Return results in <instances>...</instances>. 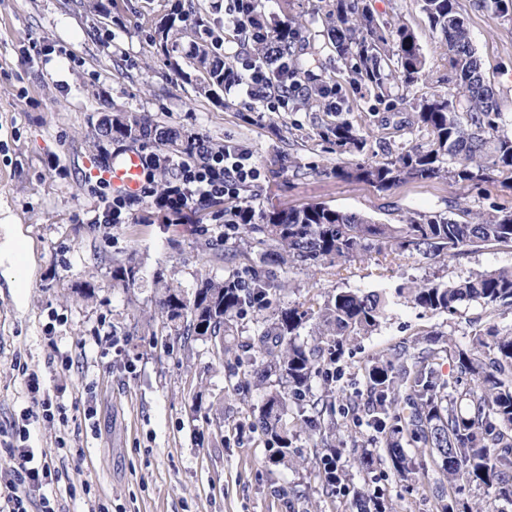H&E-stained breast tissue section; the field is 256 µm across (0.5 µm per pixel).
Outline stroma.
Instances as JSON below:
<instances>
[{"label":"stroma","instance_id":"35a3bbf8","mask_svg":"<svg viewBox=\"0 0 512 512\" xmlns=\"http://www.w3.org/2000/svg\"><path fill=\"white\" fill-rule=\"evenodd\" d=\"M178 0H118L104 15L79 0H0V225L26 239L27 285L16 288L0 264V471L7 447L29 425V445L57 473L47 495L56 512H357V497L380 492L389 512H431L440 475L403 480L385 458L374 432L343 422L339 462L352 457L351 439L366 443L375 463L322 492L324 449L300 434L292 463L274 462L253 426L263 393L229 386L224 362L210 343L185 341L154 320L151 280L137 288L112 287V262L136 254L147 271L192 291L199 274L224 276V249L239 244L223 207L164 223L137 204L126 224H93L91 212L111 196L108 182L87 175L88 163L110 167L117 146L100 154L89 137L91 119L112 111L151 116L206 144L233 140L247 147L263 170L244 198L255 210L323 203L395 223L414 212L447 210L466 198L477 210L512 203V191L484 194L447 180L406 181L387 191L336 178L337 157L319 137L342 116H362L367 150L412 145L395 130L406 115L396 100L379 101L354 85L322 35L326 0H256L265 27L286 17L305 25L303 35L328 76L325 96L313 107L271 111L238 92L218 104L200 95L191 78L196 38L178 36L169 51L149 41V26ZM204 29L249 56L224 26L225 0H179ZM379 18L405 22L415 33L430 70L417 93L448 88L441 36L417 0H370ZM476 52L498 107L512 123V22L459 0ZM512 266V250L481 249L430 262L402 254L392 262L371 256L341 272L294 267L281 302H323L337 288H392L407 278L453 283L470 272ZM95 295L83 299L81 289ZM495 322L512 329V311L488 318L478 303L453 315L407 303L391 305L380 328L350 338L335 364L339 385L366 402L363 368L392 349L413 346L418 333L435 331L467 343L475 329ZM36 374L38 393L28 391ZM52 403V420L27 422L34 398Z\"/></svg>","mask_w":512,"mask_h":512}]
</instances>
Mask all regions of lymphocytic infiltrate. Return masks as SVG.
I'll return each instance as SVG.
<instances>
[{"instance_id":"obj_1","label":"lymphocytic infiltrate","mask_w":512,"mask_h":512,"mask_svg":"<svg viewBox=\"0 0 512 512\" xmlns=\"http://www.w3.org/2000/svg\"><path fill=\"white\" fill-rule=\"evenodd\" d=\"M287 70L286 58L267 54L262 59H243L236 73L224 80L225 90L245 89L247 95L276 110L287 107L289 95L281 91L276 95L266 92L270 80L271 65ZM197 160L187 161L150 153L141 158L143 182L138 193L113 195L91 216L94 224H125L131 217L132 205L146 201L151 209L167 218H175L191 211L197 203L206 200H230L238 198L243 187L256 182L261 168L252 153L241 145L225 142L223 149L209 151L200 145ZM174 171V178L163 190L154 187V172L160 165ZM29 430L19 432L20 444L10 447L14 461L13 479L7 484L8 493L0 501V512H28L27 504L34 492L43 490L52 479L49 464L28 448Z\"/></svg>"}]
</instances>
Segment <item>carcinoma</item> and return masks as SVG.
I'll use <instances>...</instances> for the list:
<instances>
[{
    "mask_svg": "<svg viewBox=\"0 0 512 512\" xmlns=\"http://www.w3.org/2000/svg\"><path fill=\"white\" fill-rule=\"evenodd\" d=\"M483 7L512 20V0H483ZM420 9L444 39L453 87L410 98L407 92L428 73L414 32L404 23L375 18L366 0H329L323 13L329 45L350 80L380 101L402 88L400 100L411 112L400 126L418 139L396 153L387 147L380 157L338 164L336 177L364 181L380 191L406 179L480 185L488 194L512 190V131L499 112L457 0H420ZM188 17L175 6L155 26L151 43L167 50L170 37L190 29ZM302 28L290 18L273 29L269 42L288 57L293 84L302 75L314 84L309 101L321 96L325 76L314 73L316 59L305 56ZM192 60L202 73L201 91L206 95L224 87V72L234 66L205 40L196 45ZM92 135L109 143L153 144L174 155L191 153L196 143V137L146 115L122 112L103 115ZM321 138L339 156H359L367 144L360 126L349 119L325 127ZM224 223L237 225L244 238L261 247V264L238 265L237 258L245 253L226 249L224 278L204 277L189 294L158 269L153 273L155 312L177 335L211 343L224 359L228 377L243 373L264 390L254 427L283 463L292 458L299 429L317 435L320 447L336 452V403L348 404L350 398L336 391L329 378L314 390L322 360L336 361L347 339L377 330L389 303L385 291L337 288L317 308L305 302L283 305L278 295L288 288L289 269L331 268L373 253L387 257L408 252L435 261L490 247L512 249V206L505 204L475 211L456 201L448 217L436 211L415 212L402 224H378L322 203L259 212L234 204L224 208ZM141 271L142 263L133 253L112 261V287H135ZM395 296L432 313L455 314L461 305L476 302L493 315L512 309V267L478 270L451 285L415 279L396 288ZM249 315L253 327L248 340L230 344L239 335L240 321ZM310 323L325 346L297 342ZM444 358L452 362L456 377L446 378L436 368ZM364 379L369 403L351 406L356 419L381 439L387 459L402 478L420 479L429 463L438 468L448 486L437 487L435 512H473L469 492L474 486L512 504V329L503 331L489 323L474 331L465 346H450L427 333L414 351L404 348L374 361ZM292 400L302 407L290 421ZM405 438L421 444L429 461L415 464L403 450ZM330 463L325 458L327 494L335 492L350 470L369 469L373 455H354L347 469H334Z\"/></svg>",
    "mask_w": 512,
    "mask_h": 512,
    "instance_id": "cac0c4a2",
    "label": "carcinoma"
}]
</instances>
